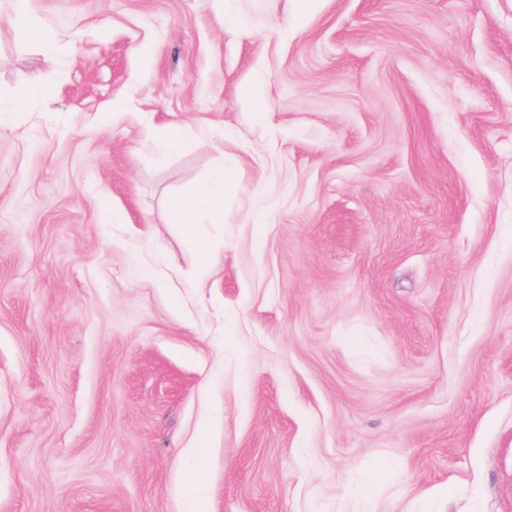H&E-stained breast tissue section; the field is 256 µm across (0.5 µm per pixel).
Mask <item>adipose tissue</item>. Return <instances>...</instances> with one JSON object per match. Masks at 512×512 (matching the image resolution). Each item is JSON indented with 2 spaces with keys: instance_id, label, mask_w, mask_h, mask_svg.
<instances>
[{
  "instance_id": "1",
  "label": "adipose tissue",
  "mask_w": 512,
  "mask_h": 512,
  "mask_svg": "<svg viewBox=\"0 0 512 512\" xmlns=\"http://www.w3.org/2000/svg\"><path fill=\"white\" fill-rule=\"evenodd\" d=\"M234 183L230 174H217L204 178L194 189L173 196L168 202L170 223L178 225L183 233L193 238L202 263L211 260L209 244L197 235L201 216L220 221L224 218V193Z\"/></svg>"
}]
</instances>
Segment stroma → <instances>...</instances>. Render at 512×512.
I'll use <instances>...</instances> for the list:
<instances>
[{
    "mask_svg": "<svg viewBox=\"0 0 512 512\" xmlns=\"http://www.w3.org/2000/svg\"><path fill=\"white\" fill-rule=\"evenodd\" d=\"M27 8L0 512H512V0ZM223 171L207 271L166 203ZM14 28L27 39L39 42L47 53L55 52L57 44L26 12V0H15Z\"/></svg>",
    "mask_w": 512,
    "mask_h": 512,
    "instance_id": "35a3bbf8",
    "label": "stroma"
}]
</instances>
